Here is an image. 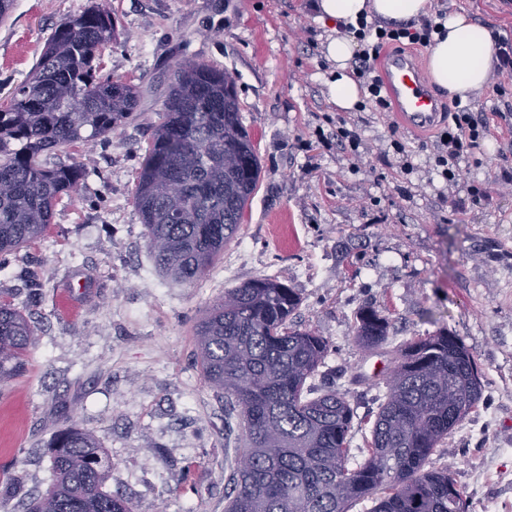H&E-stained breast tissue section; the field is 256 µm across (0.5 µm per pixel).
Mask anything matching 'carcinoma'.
<instances>
[{"mask_svg":"<svg viewBox=\"0 0 512 512\" xmlns=\"http://www.w3.org/2000/svg\"><path fill=\"white\" fill-rule=\"evenodd\" d=\"M112 9L92 4L60 21L27 78L0 101V265L40 239L59 199L77 190L84 166L47 157L106 138L141 110L142 88L102 74L116 42ZM261 162L243 124L233 73L209 63L178 65L137 177L134 205L155 268L179 285L199 281L239 233L259 185ZM178 183L174 200L169 187ZM28 300L44 284L27 266ZM297 289L257 277L224 292L194 326L204 380L224 392L244 433L224 512H465L451 470L427 464L483 399V373L465 344L439 330L409 343L375 396L366 458L351 453L354 408L326 368L330 345L291 323ZM389 318L357 313L356 341L374 351L388 341ZM34 342L29 320L0 296V382L24 365ZM50 447L54 480L27 512H130L103 491L111 468L94 434L61 430Z\"/></svg>","mask_w":512,"mask_h":512,"instance_id":"obj_1","label":"carcinoma"}]
</instances>
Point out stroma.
<instances>
[{
	"label": "stroma",
	"instance_id": "obj_1",
	"mask_svg": "<svg viewBox=\"0 0 512 512\" xmlns=\"http://www.w3.org/2000/svg\"><path fill=\"white\" fill-rule=\"evenodd\" d=\"M310 0H108L121 30L104 73L140 84L142 110L77 160L89 177L57 203L46 235L0 270V292L29 318L23 370L0 383V512H24L50 485L47 442L78 425L112 467L106 490L131 512H224L243 433L196 364L194 324L226 289L256 277L296 288V321L331 345L338 388L367 418L373 365L391 371L406 343L445 329L484 373L483 400L432 456L465 490L468 512H512V142L500 134L461 159L455 182L437 166L435 128L394 113L341 111L321 55L329 28ZM90 0H15L0 24V98L35 66L61 19ZM512 36V0H439ZM212 62L237 78L243 122L262 171L235 241L197 284L156 270L133 203L140 158L172 70ZM361 138V162L337 144L339 121ZM410 152L402 170L397 144ZM487 186L489 203L471 190ZM37 265L30 305L19 267ZM373 306L392 327L383 348L358 345L356 316Z\"/></svg>",
	"mask_w": 512,
	"mask_h": 512
}]
</instances>
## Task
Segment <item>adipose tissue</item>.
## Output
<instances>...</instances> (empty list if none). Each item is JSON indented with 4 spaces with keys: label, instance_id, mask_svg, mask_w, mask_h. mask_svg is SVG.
<instances>
[{
    "label": "adipose tissue",
    "instance_id": "adipose-tissue-1",
    "mask_svg": "<svg viewBox=\"0 0 512 512\" xmlns=\"http://www.w3.org/2000/svg\"><path fill=\"white\" fill-rule=\"evenodd\" d=\"M430 7V0H313L316 21L334 29L322 44V55L330 65L327 92L338 109L355 108L365 94L351 66L358 43L354 36L342 33V26L362 18L403 25L428 15ZM443 27V33L432 37L429 74L449 98L465 102L480 93L493 75L496 36L463 12L448 13Z\"/></svg>",
    "mask_w": 512,
    "mask_h": 512
}]
</instances>
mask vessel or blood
<instances>
[{
  "label": "vessel or blood",
  "mask_w": 512,
  "mask_h": 512,
  "mask_svg": "<svg viewBox=\"0 0 512 512\" xmlns=\"http://www.w3.org/2000/svg\"><path fill=\"white\" fill-rule=\"evenodd\" d=\"M385 88L407 124L414 129L434 123L442 111L441 102L427 85L419 66L404 55L387 59L384 72Z\"/></svg>",
  "instance_id": "1"
}]
</instances>
